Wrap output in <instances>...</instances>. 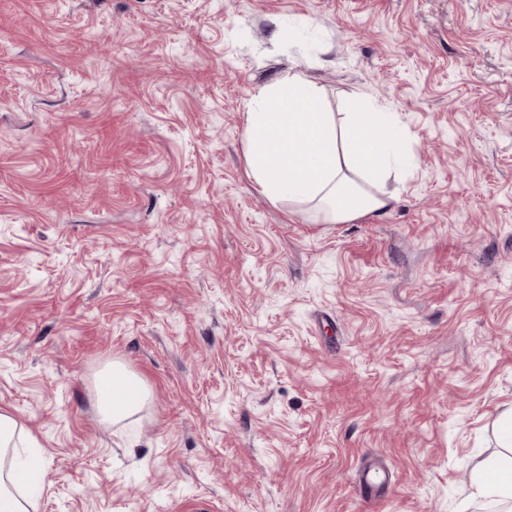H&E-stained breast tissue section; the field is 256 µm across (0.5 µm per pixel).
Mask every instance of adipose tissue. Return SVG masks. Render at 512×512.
I'll return each instance as SVG.
<instances>
[{"instance_id": "ef3b65f1", "label": "adipose tissue", "mask_w": 512, "mask_h": 512, "mask_svg": "<svg viewBox=\"0 0 512 512\" xmlns=\"http://www.w3.org/2000/svg\"><path fill=\"white\" fill-rule=\"evenodd\" d=\"M405 143L395 113L360 95L350 99L347 112L326 111L315 87L289 71L259 88L245 114L248 173L262 192L273 201L315 204L333 223L390 209L393 197L382 186L408 167ZM97 384L100 412L115 424L149 395L144 380L118 362L99 374ZM36 446L11 414L0 412V512H33L24 485L38 461H21L19 451Z\"/></svg>"}]
</instances>
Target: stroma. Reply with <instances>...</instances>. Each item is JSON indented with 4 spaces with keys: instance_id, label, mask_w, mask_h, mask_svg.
<instances>
[{
    "instance_id": "stroma-1",
    "label": "stroma",
    "mask_w": 512,
    "mask_h": 512,
    "mask_svg": "<svg viewBox=\"0 0 512 512\" xmlns=\"http://www.w3.org/2000/svg\"><path fill=\"white\" fill-rule=\"evenodd\" d=\"M291 68L397 113L387 213L248 176ZM115 361L150 394L107 427ZM511 408L512 0H0V410L37 512H498ZM389 480L390 476L388 471L378 464L364 469L359 476L357 485L361 497L363 499H369L373 495H376L388 484Z\"/></svg>"
}]
</instances>
